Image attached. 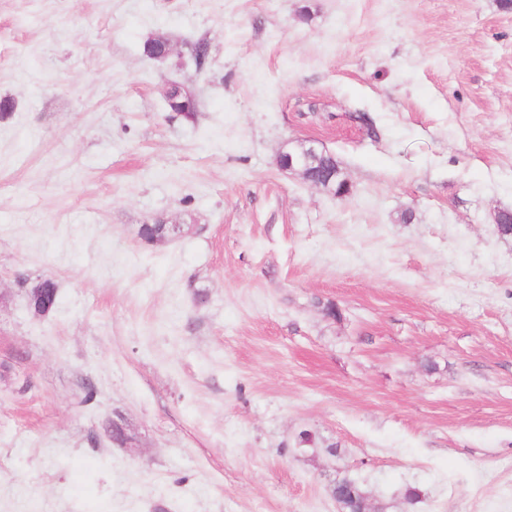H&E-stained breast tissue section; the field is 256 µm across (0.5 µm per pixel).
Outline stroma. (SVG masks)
<instances>
[{
	"instance_id": "1",
	"label": "stroma",
	"mask_w": 512,
	"mask_h": 512,
	"mask_svg": "<svg viewBox=\"0 0 512 512\" xmlns=\"http://www.w3.org/2000/svg\"><path fill=\"white\" fill-rule=\"evenodd\" d=\"M4 99L0 512H512V0H0ZM279 168L283 171L298 172L302 175L303 179L310 182L312 186L319 188V182L314 178L313 169L318 175L324 178H330V186L332 187L336 196L342 194L339 188L341 172L336 159L329 155H319V157L310 162L311 168L307 167L306 162L293 153H282L278 159ZM339 171L340 173L336 174Z\"/></svg>"
}]
</instances>
